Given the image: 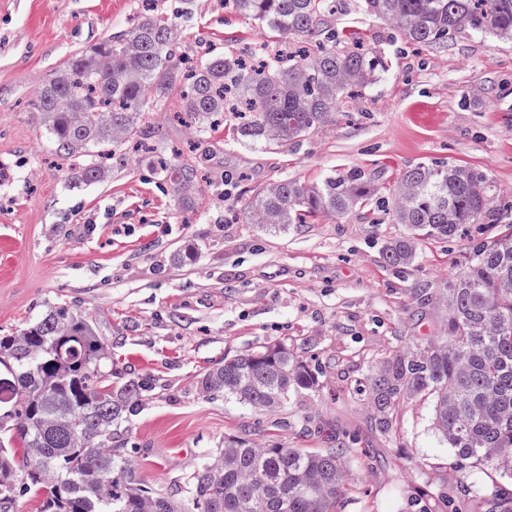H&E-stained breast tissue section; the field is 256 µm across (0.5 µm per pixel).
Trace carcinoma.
I'll return each mask as SVG.
<instances>
[{
    "label": "carcinoma",
    "mask_w": 512,
    "mask_h": 512,
    "mask_svg": "<svg viewBox=\"0 0 512 512\" xmlns=\"http://www.w3.org/2000/svg\"><path fill=\"white\" fill-rule=\"evenodd\" d=\"M236 12L288 40L314 42L307 59L261 45L259 68L236 53L186 66L175 27L149 9L127 32L72 55L32 101L40 128L58 154L78 160L75 183L106 178L94 147L117 148L153 134L146 116L179 96L180 112L199 133L195 157L154 167L173 189L190 191L213 154L210 134L227 124L237 141L264 149L298 145L330 122L354 89L388 70L385 54L353 30L332 23L345 0H226ZM409 44L446 48L457 35L492 34L512 42V0H360ZM370 208L403 235L384 246L386 262L407 267L419 241H455L463 228L495 216L489 178L464 165L432 160L407 168L393 190L350 168L316 184L280 179L244 199L247 223L261 230ZM440 334L391 350L360 383L389 434L412 396L431 403L432 429L461 474L478 467L491 485L478 497L485 512H512V225L472 240L462 273L443 296ZM108 346L96 323L65 305L16 336H0V512L22 495L41 512H344L351 488L349 448L308 451L273 441L260 447L239 435L195 470L178 497L146 490L131 462L112 448V425L138 413L150 378L112 388ZM202 388L257 410L285 408L320 387L319 365L281 343L224 357ZM458 512L456 497L427 494Z\"/></svg>",
    "instance_id": "carcinoma-1"
}]
</instances>
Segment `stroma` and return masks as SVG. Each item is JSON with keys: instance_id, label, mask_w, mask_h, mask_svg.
I'll return each mask as SVG.
<instances>
[{"instance_id": "35a3bbf8", "label": "stroma", "mask_w": 512, "mask_h": 512, "mask_svg": "<svg viewBox=\"0 0 512 512\" xmlns=\"http://www.w3.org/2000/svg\"><path fill=\"white\" fill-rule=\"evenodd\" d=\"M156 4L193 60L274 39L224 0ZM139 8L140 0H0V334L65 304L95 318L118 377L156 380L140 412L112 429L113 447L131 455L150 488H179L225 436L245 435L311 451L354 444L346 512H409L423 491L478 489L485 474L461 481L431 429L428 400H406L395 434L384 436L356 390L388 349L439 329L438 298L477 227L454 242L422 241L414 265L396 269L382 248L402 225L361 210L269 233L248 224L241 205L272 180L358 168L390 187L405 168L440 160L486 174L502 224L512 225V43L463 34L442 50L418 48L351 8L337 27L362 32L389 70L302 143L273 151L213 133L207 178L188 196L135 153L113 156L104 182L75 186L74 161L57 156L31 102L67 58L129 28ZM153 123L156 152L196 140L169 113ZM268 342L316 359L321 390L257 412L202 389V374L224 356Z\"/></svg>"}]
</instances>
